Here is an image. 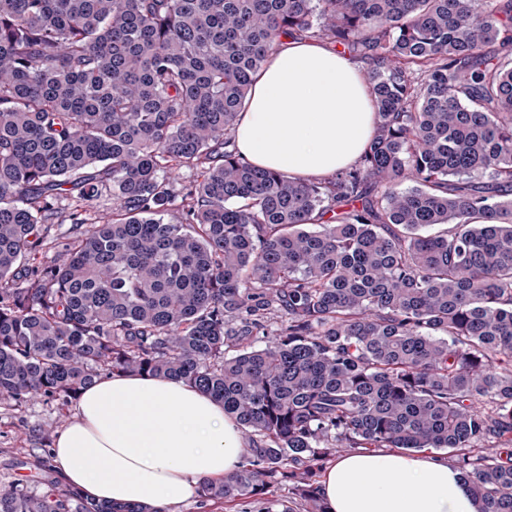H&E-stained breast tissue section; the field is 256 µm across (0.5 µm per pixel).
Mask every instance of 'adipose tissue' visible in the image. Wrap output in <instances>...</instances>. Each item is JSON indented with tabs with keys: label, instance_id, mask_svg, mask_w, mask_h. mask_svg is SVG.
<instances>
[{
	"label": "adipose tissue",
	"instance_id": "ef3b65f1",
	"mask_svg": "<svg viewBox=\"0 0 512 512\" xmlns=\"http://www.w3.org/2000/svg\"><path fill=\"white\" fill-rule=\"evenodd\" d=\"M376 112L358 63L322 43L278 47L252 83L235 135L252 165L293 178L352 164ZM247 447L223 404L181 380L115 375L84 389L53 453L66 484L94 500L178 505L229 477ZM327 512H479L465 475L431 455L351 453L323 473Z\"/></svg>",
	"mask_w": 512,
	"mask_h": 512
}]
</instances>
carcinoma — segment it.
Returning <instances> with one entry per match:
<instances>
[{
	"instance_id": "obj_1",
	"label": "carcinoma",
	"mask_w": 512,
	"mask_h": 512,
	"mask_svg": "<svg viewBox=\"0 0 512 512\" xmlns=\"http://www.w3.org/2000/svg\"><path fill=\"white\" fill-rule=\"evenodd\" d=\"M301 33L365 63L376 108L324 179L232 136ZM72 198L84 229L18 275ZM103 374L224 404L248 451L204 503L325 512L341 453L448 448L480 512H512V0H0V399ZM0 512L146 510L49 481Z\"/></svg>"
}]
</instances>
